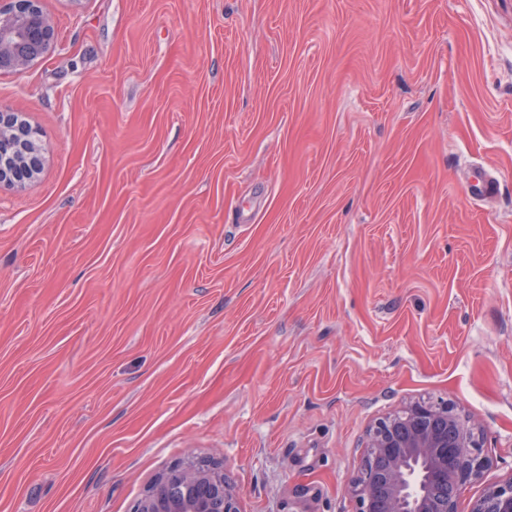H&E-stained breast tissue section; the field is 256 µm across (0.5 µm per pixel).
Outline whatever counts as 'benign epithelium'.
Wrapping results in <instances>:
<instances>
[{
  "instance_id": "1",
  "label": "benign epithelium",
  "mask_w": 512,
  "mask_h": 512,
  "mask_svg": "<svg viewBox=\"0 0 512 512\" xmlns=\"http://www.w3.org/2000/svg\"><path fill=\"white\" fill-rule=\"evenodd\" d=\"M53 35L39 0H11L0 9V72L20 74L32 50ZM35 132L0 113V158L13 155L35 171ZM351 483L359 512H457L460 486L483 467L475 426L445 401L415 402L378 420ZM133 512H241L239 493L218 463L188 460L163 474ZM470 512H512V480L476 500Z\"/></svg>"
}]
</instances>
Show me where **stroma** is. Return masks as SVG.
<instances>
[{
	"instance_id": "1",
	"label": "stroma",
	"mask_w": 512,
	"mask_h": 512,
	"mask_svg": "<svg viewBox=\"0 0 512 512\" xmlns=\"http://www.w3.org/2000/svg\"><path fill=\"white\" fill-rule=\"evenodd\" d=\"M0 73V512H357L366 433L446 401L512 480V0H41ZM498 195L473 199L481 174ZM40 0H13L0 10V72L20 74L36 55L43 51L53 31ZM34 136L36 132H31L22 124L18 118L11 113H0V183L3 181V175H12V171L4 165L3 157L13 154L18 163L25 164L32 171H36L39 167V156L35 144ZM187 486L183 495L177 492ZM133 512H241L239 493L224 476V465L188 460L163 474L135 504Z\"/></svg>"
}]
</instances>
